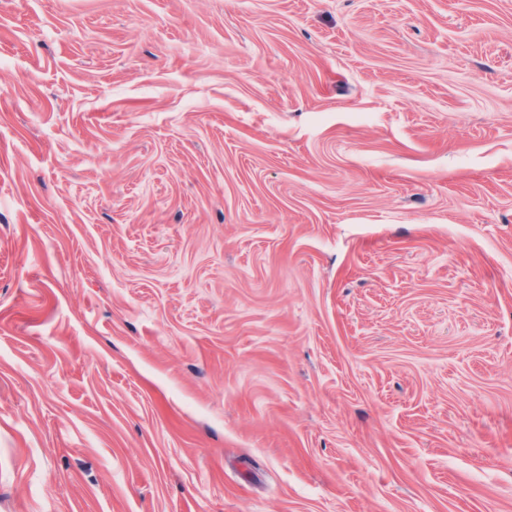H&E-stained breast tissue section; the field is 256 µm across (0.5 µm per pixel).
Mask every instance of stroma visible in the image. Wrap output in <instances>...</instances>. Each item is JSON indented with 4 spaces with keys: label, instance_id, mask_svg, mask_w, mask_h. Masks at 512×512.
Segmentation results:
<instances>
[{
    "label": "stroma",
    "instance_id": "stroma-1",
    "mask_svg": "<svg viewBox=\"0 0 512 512\" xmlns=\"http://www.w3.org/2000/svg\"><path fill=\"white\" fill-rule=\"evenodd\" d=\"M0 512H512V0H0Z\"/></svg>",
    "mask_w": 512,
    "mask_h": 512
}]
</instances>
